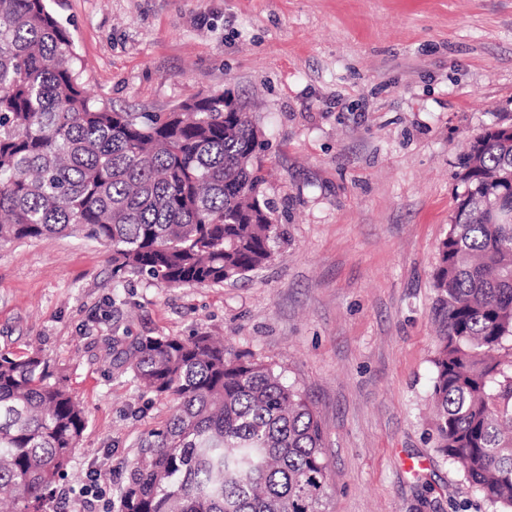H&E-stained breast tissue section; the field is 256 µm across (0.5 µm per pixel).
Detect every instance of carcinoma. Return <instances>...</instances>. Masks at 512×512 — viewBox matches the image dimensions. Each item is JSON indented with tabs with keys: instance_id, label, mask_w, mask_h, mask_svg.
I'll use <instances>...</instances> for the list:
<instances>
[{
	"instance_id": "obj_1",
	"label": "carcinoma",
	"mask_w": 512,
	"mask_h": 512,
	"mask_svg": "<svg viewBox=\"0 0 512 512\" xmlns=\"http://www.w3.org/2000/svg\"><path fill=\"white\" fill-rule=\"evenodd\" d=\"M493 123L460 157L438 245L435 451L512 512V149ZM261 129L230 91L116 112L80 82L48 0H0V243L82 236L121 277L238 283L282 238ZM113 338L135 389L172 411L129 464L118 512H325L313 403L271 363L212 337ZM87 418L39 350L0 353V501L49 512Z\"/></svg>"
}]
</instances>
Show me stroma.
<instances>
[{
  "instance_id": "35a3bbf8",
  "label": "stroma",
  "mask_w": 512,
  "mask_h": 512,
  "mask_svg": "<svg viewBox=\"0 0 512 512\" xmlns=\"http://www.w3.org/2000/svg\"><path fill=\"white\" fill-rule=\"evenodd\" d=\"M89 95L168 112L230 90L269 144L283 240L234 285L117 286L75 236L0 243V351L40 348L84 408L65 487L97 470L115 512L171 411L112 366L113 336L205 332L312 401L327 512H491L434 451L442 327L432 274L459 157L512 123V0H51ZM423 471L420 486L414 471Z\"/></svg>"
}]
</instances>
